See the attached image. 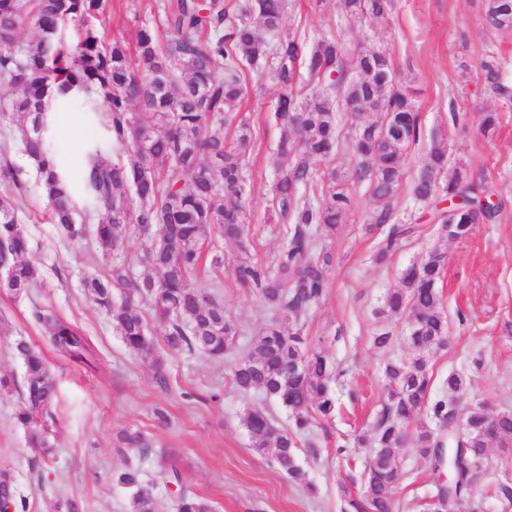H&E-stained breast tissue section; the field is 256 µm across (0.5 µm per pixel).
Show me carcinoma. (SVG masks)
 I'll use <instances>...</instances> for the list:
<instances>
[{"label":"carcinoma","instance_id":"carcinoma-1","mask_svg":"<svg viewBox=\"0 0 512 512\" xmlns=\"http://www.w3.org/2000/svg\"><path fill=\"white\" fill-rule=\"evenodd\" d=\"M342 13L354 18H383L392 0H339ZM107 0H0V80L16 89L10 118L22 126L20 152L35 172L36 185L51 207V223L68 237L86 231L77 217L104 216L92 227L102 247L116 250L128 234L146 244L149 271L135 277L120 263L106 275L87 277L83 287L91 300L112 315L125 347L152 363L166 384L159 345L172 353H199L215 363L229 362L237 390H258L286 408L293 427L278 429L262 411L247 408L241 423L253 446L270 450V458L288 479L312 487L298 462L301 437L315 421L336 413L330 385L332 365L314 347L304 325L273 321L242 350L233 346L238 329L224 300L198 288L192 276L203 261L224 267V253L205 257V241L217 236L233 241L238 253L233 275L239 286L257 291L276 309L298 318L328 288L327 253L312 252L310 227L336 231L351 206V182L365 184L375 203L371 223L395 220L393 201L403 176L402 159L419 138V115L411 90L397 81L389 50L359 43L349 47L333 35L321 34L312 46L281 34L286 0H253L234 14L226 0H176L166 13L172 38L164 42L149 25L136 38V57L122 41H107L90 20L103 13ZM486 18L496 28L512 29V0H487ZM67 23L82 33L70 46L60 36ZM33 39L18 44V34ZM269 75L280 87L274 118L283 129L277 145L281 175L269 219L294 225L288 248L274 264L262 268L249 254L245 209L249 184L245 158L252 132L237 118L244 93V68ZM307 84L300 83V70ZM502 62L491 56L481 63L486 88L512 101V86L501 79ZM84 99L104 125L106 141L86 146L76 164L53 141L46 114L51 105ZM376 112L379 120L355 127L347 146L355 160L352 178L319 163L337 151L341 111ZM235 127L226 142L223 128ZM128 160L108 157L110 145ZM423 167L429 178H416L413 196L432 205L441 238L467 237L476 224L495 222L500 207L481 206V191L460 170L448 171V136L436 132ZM26 172L0 153V265L7 267L0 288L20 296L40 282L38 265L26 258L27 235L20 219L27 195ZM447 253L431 250L421 263L408 265L399 286L385 297L386 312L405 319L412 356L389 361L384 369V399L371 431L357 437L375 449L364 471V493L344 499L342 512H393L400 479L398 451L407 438L412 416L427 403L428 364L446 345L448 321L440 307L437 283ZM121 300H113V291ZM158 316L162 337L152 334L141 306ZM49 344L59 355L95 368L97 354L87 336L52 310H39ZM15 348L25 367L23 406L16 419L28 432L32 447L50 454L44 419L56 398V386L42 353L27 341ZM299 353L298 370L287 373L285 351ZM463 377L448 375V397L435 401L429 419L433 429L418 428L416 446L433 469L443 463L439 435L452 449L458 475L455 484L438 490L464 503L472 475L490 445L512 447V412L491 413L475 406L457 432L456 395ZM117 448L152 447L139 429L126 428L115 438ZM132 491L130 512H155L153 485L130 466L115 476ZM0 498L13 512H27L17 495L13 475L0 469ZM176 512H213L205 499L183 489Z\"/></svg>","mask_w":512,"mask_h":512}]
</instances>
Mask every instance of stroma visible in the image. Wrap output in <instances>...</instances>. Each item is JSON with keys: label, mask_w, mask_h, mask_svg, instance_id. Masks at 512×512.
<instances>
[{"label": "stroma", "mask_w": 512, "mask_h": 512, "mask_svg": "<svg viewBox=\"0 0 512 512\" xmlns=\"http://www.w3.org/2000/svg\"><path fill=\"white\" fill-rule=\"evenodd\" d=\"M169 0H109L95 21L107 39L135 46L142 25L165 27ZM282 32L311 42L319 31L337 40L365 38L389 49L400 82L410 84L420 116L419 140L404 158L405 175L394 199L397 222L406 229L384 260L376 254L388 228H370L374 204L369 189L352 184V204L334 235H318L319 250L330 252L329 288L306 313V332L335 369L332 388L336 416L313 423L305 437L319 448L300 462L316 487L308 492L291 482L252 445L240 417L245 407L264 410L276 426L288 427V412L261 393L239 392L229 366L202 355L165 353L166 384H158L151 365L131 354L110 316L85 296L84 277L104 274L112 263L133 275L145 270L141 239L125 240L118 251L103 250L93 234L62 238L47 219V203L30 191L24 229L29 255L38 263L41 282L27 294L0 291V374L10 378L0 390V468L13 473L29 512H54L73 503L79 512H129L130 494L114 477L128 466L140 467L154 482L157 512H175L176 488L162 472L177 469L183 486L208 499L214 512H341L346 494L364 491L363 470L369 448L358 433L371 428L383 396V365L410 357L404 324L381 316L387 291L397 287L402 270L422 261L438 242L431 208L416 202L412 188L433 134L448 132V165L466 171L483 185L501 211L495 223L479 225L467 239L448 244V260L438 282L448 319V344L429 365V401L448 393L449 373L460 374L466 388L457 401L459 417L487 404L490 411L512 410V101L493 97L480 77L489 55L512 61V30L492 27L485 0H394L383 19H342L337 0H290ZM246 95L239 115L254 132L246 159L250 196L245 224L254 260L268 264L285 248L286 227L267 218L279 178L276 146L281 128L273 118L280 92L270 79L245 71ZM498 112L494 131L480 134L486 110ZM55 142L80 159L83 145L101 136L86 122L79 103L57 111L51 124ZM197 285L223 298L236 323L237 342L246 345L280 310L258 293L238 287L227 264ZM52 309L79 326L98 353L95 369H83L48 344L35 314ZM390 332L386 347L374 338ZM25 339L45 355L57 386L46 439L53 454L40 460L30 448L15 415L21 405L24 366L14 350ZM164 407L170 422L158 425L154 407ZM126 427L144 431L153 443L149 457L139 449L116 448L115 434ZM401 479L394 512H429L436 477L413 443L399 451ZM465 512H512V447L489 448L481 478Z\"/></svg>", "instance_id": "obj_1"}]
</instances>
